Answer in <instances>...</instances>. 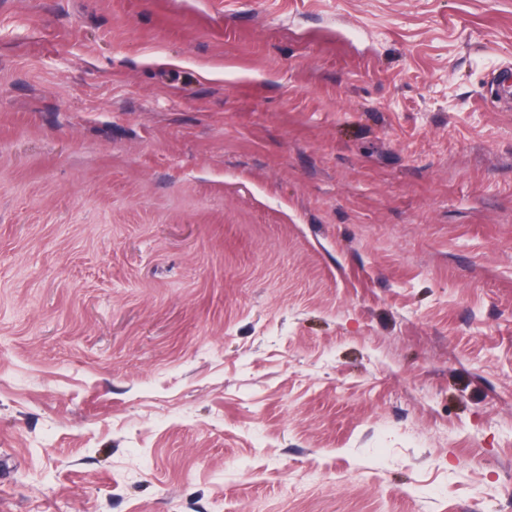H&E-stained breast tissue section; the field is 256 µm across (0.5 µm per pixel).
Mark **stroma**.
I'll list each match as a JSON object with an SVG mask.
<instances>
[{
	"label": "stroma",
	"instance_id": "stroma-1",
	"mask_svg": "<svg viewBox=\"0 0 512 512\" xmlns=\"http://www.w3.org/2000/svg\"><path fill=\"white\" fill-rule=\"evenodd\" d=\"M512 0H0V512H512Z\"/></svg>",
	"mask_w": 512,
	"mask_h": 512
}]
</instances>
